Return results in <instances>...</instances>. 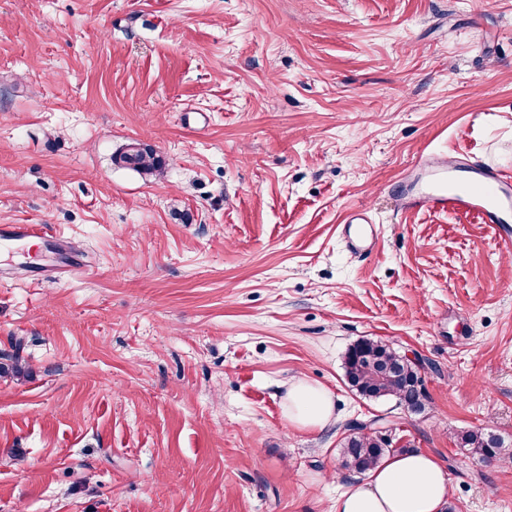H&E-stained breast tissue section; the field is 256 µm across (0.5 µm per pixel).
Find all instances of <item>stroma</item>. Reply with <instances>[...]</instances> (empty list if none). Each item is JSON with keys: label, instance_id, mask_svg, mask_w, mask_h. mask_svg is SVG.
<instances>
[{"label": "stroma", "instance_id": "1", "mask_svg": "<svg viewBox=\"0 0 512 512\" xmlns=\"http://www.w3.org/2000/svg\"><path fill=\"white\" fill-rule=\"evenodd\" d=\"M134 141L162 174L113 164ZM439 154L512 171V0H0V225L84 259L0 255V512H336L355 422L512 512V466L457 442L512 445V247L401 207ZM366 337L424 360V413L349 389ZM296 379L325 429L285 421ZM379 236V227L368 220L363 208L354 209L342 227V238L347 249L358 257L371 252L377 245ZM40 240L54 249L69 251L67 242L51 232L48 224H2L0 242L5 245L26 247L30 242ZM70 252V251H69ZM334 411V395L327 388L302 380L288 385L284 414L290 425L300 429H323L333 421ZM460 448L469 454L490 462H511L512 448L505 445L499 437L482 431H469L460 437ZM491 462V463H494Z\"/></svg>", "mask_w": 512, "mask_h": 512}]
</instances>
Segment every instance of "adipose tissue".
Wrapping results in <instances>:
<instances>
[{"label": "adipose tissue", "instance_id": "ef3b65f1", "mask_svg": "<svg viewBox=\"0 0 512 512\" xmlns=\"http://www.w3.org/2000/svg\"><path fill=\"white\" fill-rule=\"evenodd\" d=\"M333 393L299 380L289 384L284 414L300 429H321L334 417ZM450 494L448 478L433 456L411 451L384 459L363 483L341 494L336 512H444Z\"/></svg>", "mask_w": 512, "mask_h": 512}]
</instances>
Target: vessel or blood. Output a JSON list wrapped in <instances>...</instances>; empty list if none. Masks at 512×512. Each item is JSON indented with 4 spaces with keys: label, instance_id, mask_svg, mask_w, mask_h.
<instances>
[{
    "label": "vessel or blood",
    "instance_id": "obj_1",
    "mask_svg": "<svg viewBox=\"0 0 512 512\" xmlns=\"http://www.w3.org/2000/svg\"><path fill=\"white\" fill-rule=\"evenodd\" d=\"M414 172L413 181L398 187L405 208L475 216L490 225L504 245L512 244V232L506 227L507 213L512 210V175L500 166L429 158L415 163ZM379 236V228L361 208L354 209L342 227L347 249L358 257L371 252ZM35 240L54 249L67 246L46 224L0 225L2 244L24 247Z\"/></svg>",
    "mask_w": 512,
    "mask_h": 512
}]
</instances>
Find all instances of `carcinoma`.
Returning <instances> with one entry per match:
<instances>
[{
	"instance_id": "carcinoma-1",
	"label": "carcinoma",
	"mask_w": 512,
	"mask_h": 512,
	"mask_svg": "<svg viewBox=\"0 0 512 512\" xmlns=\"http://www.w3.org/2000/svg\"><path fill=\"white\" fill-rule=\"evenodd\" d=\"M113 162L145 175L160 172L165 166L162 156L138 142L126 145L113 157ZM344 368L348 385L365 399L393 398L414 414L425 411L428 405L423 363L401 364L398 352L382 339L366 338L352 345L346 353ZM459 444L486 462L512 461V447L493 434L469 431L460 437ZM406 451L407 447H395L390 437L375 431L351 433L341 439L338 448L341 467L357 474L367 473L391 453Z\"/></svg>"
}]
</instances>
